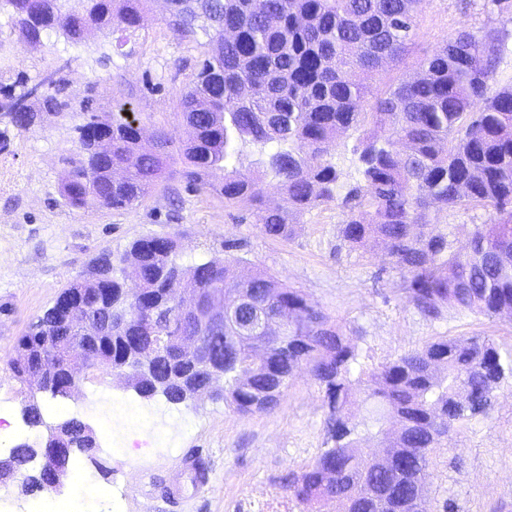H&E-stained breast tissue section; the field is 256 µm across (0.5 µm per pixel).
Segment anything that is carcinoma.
Listing matches in <instances>:
<instances>
[{
    "label": "carcinoma",
    "instance_id": "carcinoma-1",
    "mask_svg": "<svg viewBox=\"0 0 512 512\" xmlns=\"http://www.w3.org/2000/svg\"><path fill=\"white\" fill-rule=\"evenodd\" d=\"M40 0L35 10L24 0H0L11 31L31 44L62 34L72 46L91 36L140 25L146 0ZM423 0H176L180 9L165 18L181 36L198 40L204 58L181 91L184 137L178 156L195 188L214 192L224 205L247 211L265 234L293 235L304 212L331 203L345 219L340 240L351 248L382 244L403 276L405 298L424 316L437 318L452 306L484 316L512 309V84L498 85L497 71L506 45L500 31L462 32L420 60V74L371 91L370 81L400 63L416 36V14ZM224 20L228 38L200 19ZM0 84V153L9 151L10 132L25 131L45 115L73 110L63 78L33 93ZM112 107V117L92 114L76 127L78 148L64 158L60 195L67 205L121 209L142 201L164 173L170 155L144 145L139 130ZM355 138L358 179L340 182L329 144ZM256 152L243 166L244 152ZM275 184L280 202L270 206L258 185ZM480 204L494 210L475 227L470 250L461 252L440 224L441 212ZM139 267L142 284L131 292L117 272ZM170 238L134 241L117 258L103 254L95 274L65 287L30 331L18 339L9 361L24 381L55 367L77 342L58 305L77 291L97 294L89 316L100 335L88 350L101 366L129 372L132 385L147 396L180 404L188 396L176 382L183 365L170 340L194 332L173 313L167 300L194 285L224 290L248 288L254 299L296 315L315 310L321 330L306 326L293 333L284 352L270 347L265 362L248 361L251 346L233 325L204 333L214 365L224 368L222 398L242 415L263 412L279 401L294 370L308 365L324 392L334 446L288 477L294 498L314 506L325 501L326 471L341 475L336 490L343 512H425L423 491L430 454L454 424L483 412V394L510 375L512 353L490 336L441 337L366 369L352 339L328 325L326 316L298 291L272 275L253 272L232 258L224 267L199 262L186 276ZM127 307L124 327H111V305ZM169 342L167 355L155 356L148 372L137 371L135 356L153 341ZM443 374L427 369L430 360ZM461 390L472 394L467 414L456 410ZM403 417L401 438L383 419ZM397 454L385 469L361 447L362 429ZM72 443L90 453L95 437L83 423H62ZM41 447L26 442L0 458V479L24 476L27 493L42 489L52 471H31Z\"/></svg>",
    "mask_w": 512,
    "mask_h": 512
}]
</instances>
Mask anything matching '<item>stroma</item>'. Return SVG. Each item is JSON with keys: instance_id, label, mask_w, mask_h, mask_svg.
Listing matches in <instances>:
<instances>
[{"instance_id": "obj_1", "label": "stroma", "mask_w": 512, "mask_h": 512, "mask_svg": "<svg viewBox=\"0 0 512 512\" xmlns=\"http://www.w3.org/2000/svg\"><path fill=\"white\" fill-rule=\"evenodd\" d=\"M149 20L103 38L93 36L76 51L49 39L24 46L0 13V79L27 77L35 83L59 65L77 98L107 114L128 103L145 134L177 131L178 101L202 57L200 45L180 37L151 0ZM417 36L389 77L412 75L419 61L459 31L505 30L508 52L500 82L512 80V0H423ZM82 112L50 117L13 132L9 152L0 154V457L27 442L40 443L51 427L75 418L96 439L93 456L73 462L90 478L68 472L63 487L26 494L16 478L0 481V512H31L62 498L71 512H108L100 489H127L123 512H310L290 494L286 478L300 471L333 442L323 393L308 369H298L271 410L242 416L207 395L179 405L147 398L123 374L96 371L78 391L54 397L17 380L8 359L62 288L88 273L102 253L120 255L139 239L167 237L177 244L183 267L238 257L247 267L275 275L300 290L352 337L361 362L378 364L442 336H490L512 350V318H489L456 308L440 318L424 317L400 291V274L383 248L350 249L337 227L344 215L330 204L305 212L286 239L263 233L248 212L196 191L171 164L156 189L139 204L119 210H79L64 203L62 159L77 147ZM491 209L457 207L442 214L448 238L465 248L475 225ZM40 405L45 423L28 426L24 409ZM202 458L205 483L194 485L182 460ZM512 512V377L502 381L486 414L460 422L432 456L426 484L427 512Z\"/></svg>"}]
</instances>
